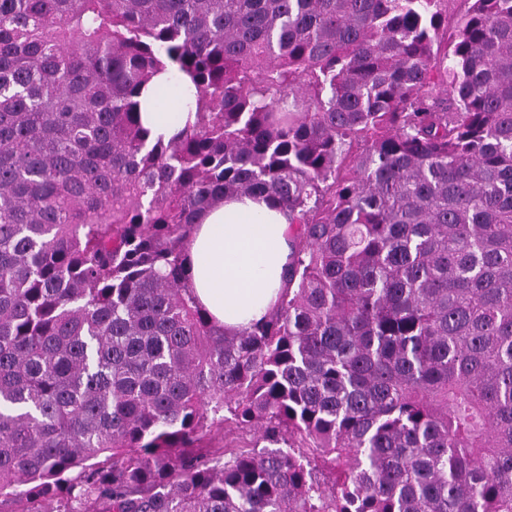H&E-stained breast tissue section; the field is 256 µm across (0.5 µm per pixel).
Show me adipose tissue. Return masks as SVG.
Segmentation results:
<instances>
[{
  "mask_svg": "<svg viewBox=\"0 0 512 512\" xmlns=\"http://www.w3.org/2000/svg\"><path fill=\"white\" fill-rule=\"evenodd\" d=\"M190 115L175 102L143 98L141 119L172 136ZM288 217L259 196L229 197L202 214L188 239L189 288L196 304L224 328L235 331L266 317L285 286Z\"/></svg>",
  "mask_w": 512,
  "mask_h": 512,
  "instance_id": "1",
  "label": "adipose tissue"
}]
</instances>
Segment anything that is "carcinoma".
Returning <instances> with one entry per match:
<instances>
[{
  "label": "carcinoma",
  "mask_w": 512,
  "mask_h": 512,
  "mask_svg": "<svg viewBox=\"0 0 512 512\" xmlns=\"http://www.w3.org/2000/svg\"><path fill=\"white\" fill-rule=\"evenodd\" d=\"M469 2L0 0V508L512 512V0ZM234 195L293 243L227 333L185 244ZM176 104V101L168 102L165 107L158 103L153 104L150 89H148L143 96L141 119L156 133L163 134L168 138L182 128L187 120L192 122L194 119V112H171L175 109ZM189 113L191 114L189 115Z\"/></svg>",
  "instance_id": "carcinoma-1"
}]
</instances>
